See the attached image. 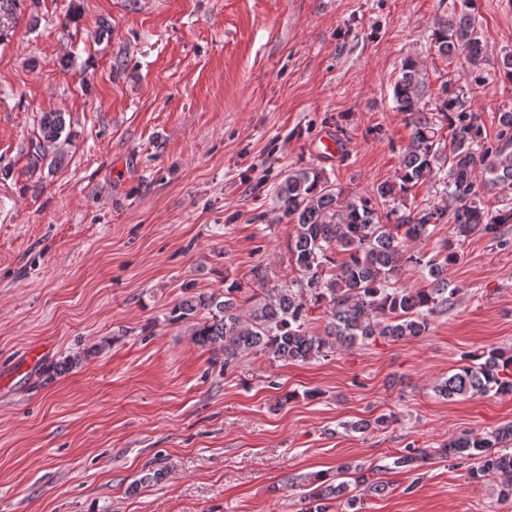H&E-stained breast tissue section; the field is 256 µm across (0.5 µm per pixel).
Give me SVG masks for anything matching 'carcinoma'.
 Masks as SVG:
<instances>
[{
    "instance_id": "obj_1",
    "label": "carcinoma",
    "mask_w": 512,
    "mask_h": 512,
    "mask_svg": "<svg viewBox=\"0 0 512 512\" xmlns=\"http://www.w3.org/2000/svg\"><path fill=\"white\" fill-rule=\"evenodd\" d=\"M455 3L436 23L432 40L449 61L464 60L467 73L446 81L429 111L423 69L411 56L402 61L393 101L412 132L397 180L346 200L321 171L288 170L277 192V208L294 226L288 252L296 275L261 288L262 296L248 299L246 313L240 310L236 288L222 296H190L171 310L172 321L191 324L197 345L222 352L223 371L235 369L246 351L287 362L307 361L373 337L397 341L422 336L431 317L447 311L457 292L450 287L448 267L458 260V252L448 240L443 243V262L435 263L412 251L411 244L430 237L440 224L454 226L458 239L478 233L501 246L512 243L503 232L504 225L512 224V202L493 209L485 201L497 189L512 188V105L498 112L492 137L471 106L473 95L489 83L512 84V52L494 70L487 69L472 0ZM445 126L448 142L441 136ZM64 129L61 114L44 115L31 144L32 157H45L42 149L60 143ZM426 181L441 186L435 191L439 200L405 208L412 189ZM381 205L390 207L384 216ZM410 265L426 272L425 287L397 285L399 273ZM319 306L329 316L322 336L308 330L309 312ZM436 392L448 399L512 395V347L472 355L436 386ZM441 453L473 461V480L505 477L498 496L512 499V421L490 432L465 433L444 445ZM428 456L426 449L407 448L393 456L390 469L416 472ZM338 470L351 475L353 482H338L323 473L308 477L305 512H329L332 501L359 512L365 495L386 489L361 466L343 463Z\"/></svg>"
}]
</instances>
